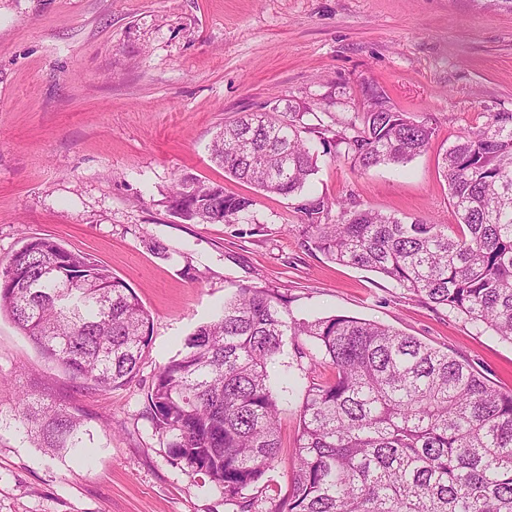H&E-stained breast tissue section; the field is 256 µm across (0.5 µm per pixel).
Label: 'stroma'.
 <instances>
[{"instance_id": "35a3bbf8", "label": "stroma", "mask_w": 512, "mask_h": 512, "mask_svg": "<svg viewBox=\"0 0 512 512\" xmlns=\"http://www.w3.org/2000/svg\"><path fill=\"white\" fill-rule=\"evenodd\" d=\"M435 128L408 164L351 169L320 155L303 193L267 194L210 160L218 129L274 99L306 124L360 111L361 83ZM512 112V12L497 0H0V261L55 239L123 279L151 315L132 380L83 387L0 317V409L17 391L86 419L89 458L50 457L0 427V512H237L222 490L172 465L147 415L154 377L238 286L283 296L297 319L392 326L512 391V342L395 282L329 261L301 231L307 198L409 223H451L441 155L490 114ZM252 198L235 224H191L179 180ZM310 360L286 342L271 378L283 408L279 462L256 512L286 497Z\"/></svg>"}]
</instances>
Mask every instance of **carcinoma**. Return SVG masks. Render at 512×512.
I'll use <instances>...</instances> for the list:
<instances>
[{
  "instance_id": "1",
  "label": "carcinoma",
  "mask_w": 512,
  "mask_h": 512,
  "mask_svg": "<svg viewBox=\"0 0 512 512\" xmlns=\"http://www.w3.org/2000/svg\"><path fill=\"white\" fill-rule=\"evenodd\" d=\"M308 108L285 119L246 112L224 125L211 159L237 181L280 196L317 173L307 132L354 170L400 166L427 151L435 129L398 111L378 87L338 129L306 126ZM455 224H410L373 211L340 209L333 224L323 197L307 200L304 225L332 262L394 281L512 341V113L491 115L442 156ZM252 200L217 183L181 179L169 209L192 224H236ZM282 300L240 286L198 326L155 376L151 419L175 465L224 490L252 512L261 480L280 455L282 409L269 365L285 338L305 336L333 375L310 382L299 414L293 487L270 512H512V391L491 386L466 361L390 326L348 316L285 319ZM0 315L54 367L92 387L136 374L151 318L112 271L50 238L27 240L0 262ZM55 454L94 441L84 419L54 402L18 394L5 414Z\"/></svg>"
}]
</instances>
